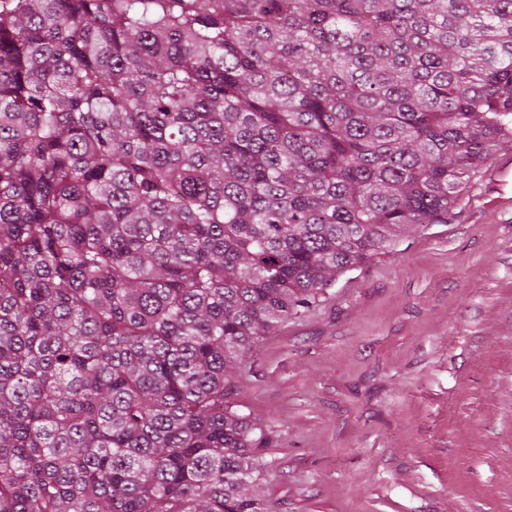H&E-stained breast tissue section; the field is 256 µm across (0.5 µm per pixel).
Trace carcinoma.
Instances as JSON below:
<instances>
[{
	"mask_svg": "<svg viewBox=\"0 0 512 512\" xmlns=\"http://www.w3.org/2000/svg\"><path fill=\"white\" fill-rule=\"evenodd\" d=\"M512 141V0H0V512H272L257 343Z\"/></svg>",
	"mask_w": 512,
	"mask_h": 512,
	"instance_id": "cac0c4a2",
	"label": "carcinoma"
}]
</instances>
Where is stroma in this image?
<instances>
[{
  "label": "stroma",
  "instance_id": "obj_1",
  "mask_svg": "<svg viewBox=\"0 0 512 512\" xmlns=\"http://www.w3.org/2000/svg\"><path fill=\"white\" fill-rule=\"evenodd\" d=\"M276 512H512V142L246 361Z\"/></svg>",
  "mask_w": 512,
  "mask_h": 512
}]
</instances>
